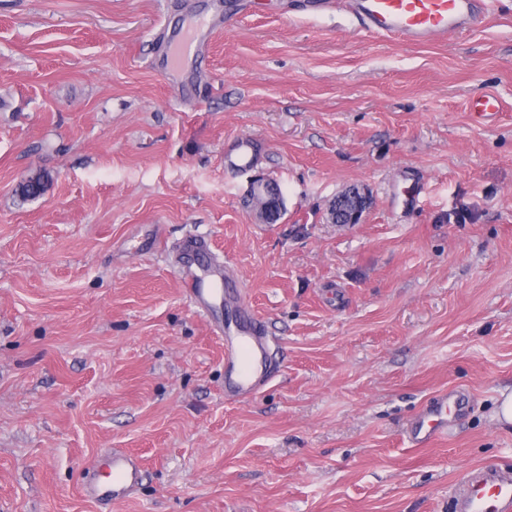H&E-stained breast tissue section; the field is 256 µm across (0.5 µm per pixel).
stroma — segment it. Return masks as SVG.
I'll use <instances>...</instances> for the list:
<instances>
[{
    "mask_svg": "<svg viewBox=\"0 0 512 512\" xmlns=\"http://www.w3.org/2000/svg\"><path fill=\"white\" fill-rule=\"evenodd\" d=\"M227 2L172 81L165 33L218 0H0V512H452L467 471L512 467V0L429 45L340 0ZM354 187L361 223H331ZM194 237L272 338L244 401L180 280ZM449 388L463 421L412 446ZM112 448L144 478L103 511L81 486Z\"/></svg>",
    "mask_w": 512,
    "mask_h": 512,
    "instance_id": "35a3bbf8",
    "label": "stroma"
}]
</instances>
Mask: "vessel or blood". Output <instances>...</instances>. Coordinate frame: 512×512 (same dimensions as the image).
<instances>
[{"mask_svg":"<svg viewBox=\"0 0 512 512\" xmlns=\"http://www.w3.org/2000/svg\"><path fill=\"white\" fill-rule=\"evenodd\" d=\"M350 13L366 32L406 43L444 40L448 34L475 25L487 10L486 0H345ZM207 21L196 20L171 38L169 72H176L185 54L200 50ZM180 277L193 307L207 314L224 340V399L236 402L253 397L274 375L269 338L262 321L245 302L232 271L210 256L208 244L193 239L182 247ZM464 409L460 395L440 393L426 407L429 428L410 427L413 443L447 437ZM107 481L83 485L92 501L114 504L138 487L143 468L132 453L115 448L101 458ZM455 512H512V472L487 465L473 470L457 488Z\"/></svg>","mask_w":512,"mask_h":512,"instance_id":"1","label":"vessel or blood"}]
</instances>
